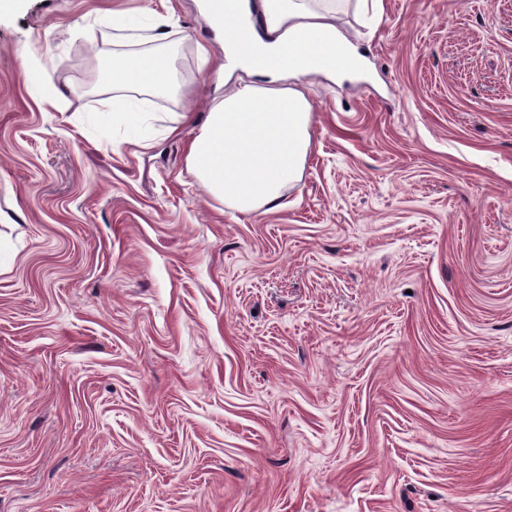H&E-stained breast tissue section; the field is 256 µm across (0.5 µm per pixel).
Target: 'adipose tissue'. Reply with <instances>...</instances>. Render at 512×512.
Here are the masks:
<instances>
[{
	"instance_id": "adipose-tissue-1",
	"label": "adipose tissue",
	"mask_w": 512,
	"mask_h": 512,
	"mask_svg": "<svg viewBox=\"0 0 512 512\" xmlns=\"http://www.w3.org/2000/svg\"><path fill=\"white\" fill-rule=\"evenodd\" d=\"M379 14L382 0H215L224 31L226 74L234 90L218 101L192 137L186 156L194 175L225 205L248 214L281 206L283 192L300 180L310 147L312 111L305 93L288 79L321 75L332 81L349 73L323 66L337 45L349 53L336 25L349 5ZM117 82L129 90H167L178 76L166 58L141 54L117 58Z\"/></svg>"
}]
</instances>
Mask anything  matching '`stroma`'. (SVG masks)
Here are the masks:
<instances>
[{
    "instance_id": "35a3bbf8",
    "label": "stroma",
    "mask_w": 512,
    "mask_h": 512,
    "mask_svg": "<svg viewBox=\"0 0 512 512\" xmlns=\"http://www.w3.org/2000/svg\"><path fill=\"white\" fill-rule=\"evenodd\" d=\"M199 5L0 0V512H512V0L341 14L367 75L249 214L186 164ZM129 52L181 89L82 91ZM85 121L88 124H103V125H112L124 127L127 130L134 131L136 130L140 123L141 119L135 112H124V110L116 109L113 112H95L93 114H88L85 117Z\"/></svg>"
}]
</instances>
